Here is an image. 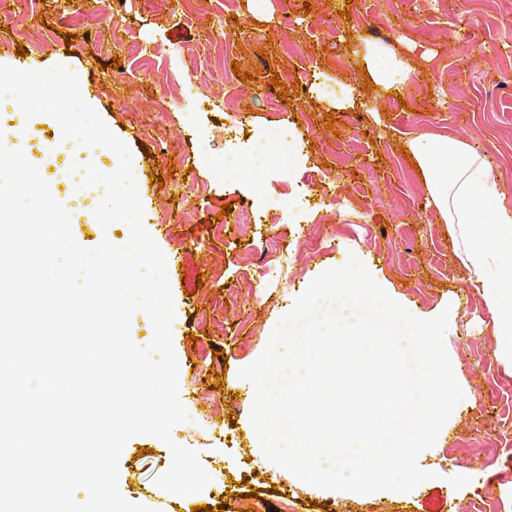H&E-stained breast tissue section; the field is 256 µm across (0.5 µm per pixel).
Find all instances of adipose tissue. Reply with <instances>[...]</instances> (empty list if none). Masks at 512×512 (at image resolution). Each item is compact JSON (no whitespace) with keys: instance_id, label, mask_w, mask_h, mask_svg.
<instances>
[{"instance_id":"ef3b65f1","label":"adipose tissue","mask_w":512,"mask_h":512,"mask_svg":"<svg viewBox=\"0 0 512 512\" xmlns=\"http://www.w3.org/2000/svg\"><path fill=\"white\" fill-rule=\"evenodd\" d=\"M364 63L373 83L388 91L399 88L411 72L408 62L384 50ZM412 150L432 205L464 235L482 295L496 312L494 331L512 358V212L500 202L492 168L470 145L451 138L425 136Z\"/></svg>"}]
</instances>
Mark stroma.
<instances>
[{"instance_id":"35a3bbf8","label":"stroma","mask_w":512,"mask_h":512,"mask_svg":"<svg viewBox=\"0 0 512 512\" xmlns=\"http://www.w3.org/2000/svg\"><path fill=\"white\" fill-rule=\"evenodd\" d=\"M181 9L177 0H0V65H62L77 76L131 151L144 226L166 259L178 397L197 417L171 435L199 452L210 481L186 497L161 489L154 478L170 450L140 435L120 457L122 496L153 512H475L484 500L512 512V359L459 229L432 206L415 156L401 153L423 136L472 144L512 210V0H207L190 20ZM343 10L350 20L340 21ZM377 47L418 65L400 97L364 86L362 59ZM349 91L351 108L334 109ZM25 121L1 100L0 144L38 162L75 241L96 247L106 191L84 189L81 166L110 173L117 156L71 147L45 115L35 134L14 139ZM213 160L236 174L217 177ZM154 173L163 187L151 185ZM302 185L310 205L299 219L288 204ZM352 257L414 316L449 313L445 346L464 397L419 457L432 479L408 493L320 489L268 461L250 420L254 388L239 376L311 280Z\"/></svg>"}]
</instances>
